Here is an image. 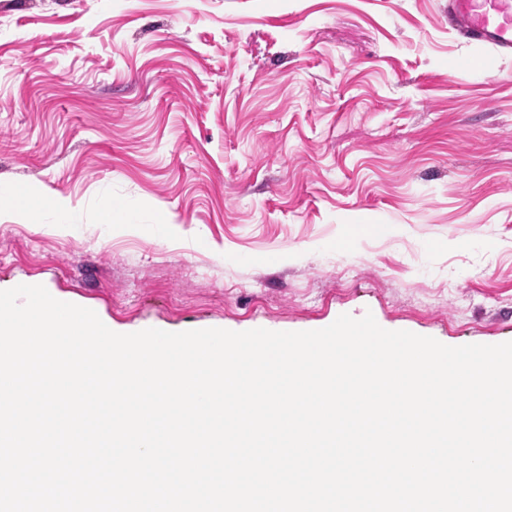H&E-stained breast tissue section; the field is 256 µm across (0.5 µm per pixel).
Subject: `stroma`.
I'll return each instance as SVG.
<instances>
[{
    "label": "stroma",
    "instance_id": "obj_1",
    "mask_svg": "<svg viewBox=\"0 0 512 512\" xmlns=\"http://www.w3.org/2000/svg\"><path fill=\"white\" fill-rule=\"evenodd\" d=\"M446 9L0 0V195L41 205L36 224L0 205V290L125 333L369 311L512 341V55Z\"/></svg>",
    "mask_w": 512,
    "mask_h": 512
}]
</instances>
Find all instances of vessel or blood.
<instances>
[{
  "instance_id": "vessel-or-blood-1",
  "label": "vessel or blood",
  "mask_w": 512,
  "mask_h": 512,
  "mask_svg": "<svg viewBox=\"0 0 512 512\" xmlns=\"http://www.w3.org/2000/svg\"><path fill=\"white\" fill-rule=\"evenodd\" d=\"M448 25L469 43L512 54V0H448Z\"/></svg>"
}]
</instances>
